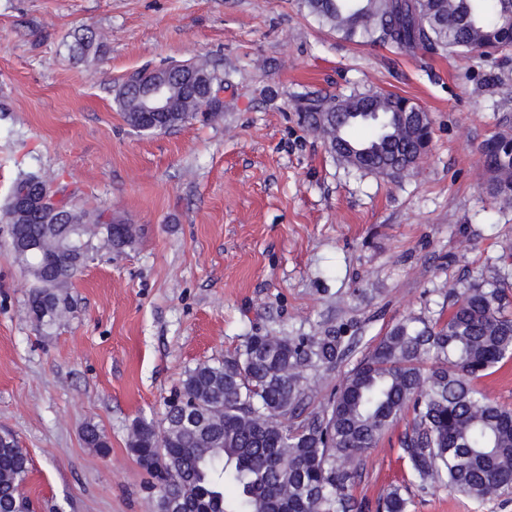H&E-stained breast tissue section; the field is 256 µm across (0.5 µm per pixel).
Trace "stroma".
I'll return each instance as SVG.
<instances>
[{
    "label": "stroma",
    "instance_id": "stroma-1",
    "mask_svg": "<svg viewBox=\"0 0 512 512\" xmlns=\"http://www.w3.org/2000/svg\"><path fill=\"white\" fill-rule=\"evenodd\" d=\"M100 34L98 51L75 39ZM209 61L220 111L146 135L115 90L135 70ZM512 51L467 61L342 39L303 0H0V203L20 172L139 228L133 248L96 243L67 311L37 323L33 282L0 253V430L31 458L35 512H156L129 449L160 423L186 371L249 336L350 337L349 358L308 371L310 409L398 321L436 320L450 291L512 282V206L490 198L479 147L512 134ZM383 90L428 112L432 140L394 181L348 168L299 121L310 93ZM96 425L107 452L87 447ZM400 421L367 454L352 494L393 488L410 512H512L420 487Z\"/></svg>",
    "mask_w": 512,
    "mask_h": 512
}]
</instances>
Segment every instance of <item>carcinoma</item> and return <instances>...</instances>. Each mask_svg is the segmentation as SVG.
<instances>
[{
	"label": "carcinoma",
	"mask_w": 512,
	"mask_h": 512,
	"mask_svg": "<svg viewBox=\"0 0 512 512\" xmlns=\"http://www.w3.org/2000/svg\"><path fill=\"white\" fill-rule=\"evenodd\" d=\"M315 19L356 43L422 49L461 60L473 50L487 58L512 50V0H304ZM191 75L202 85L217 76L208 64L168 71L172 110L142 112L143 83L116 91L129 126L169 130L193 120L199 96L182 87ZM304 123L344 164L394 181L410 176L413 158L431 140L428 113L395 93L367 91L346 97L306 96L298 103ZM369 125L373 135L354 141L347 130ZM486 189L512 205V135L497 133L480 148ZM46 181L27 174L16 181L4 216L10 237L41 244L15 257L36 282L30 312L50 323L65 307L61 291L91 258L94 241L115 251L132 245L137 228L62 198L67 223L53 230L45 215L14 220L18 189ZM504 279L475 282L454 295L448 317L430 323L407 318L394 325L349 371L336 394L304 414L307 370L332 367L352 352V342L326 330L318 336L255 335L242 353L185 374L182 395L166 404L161 426L134 423L130 448L150 475H169L156 497L157 512L177 498L207 512H349L350 490L362 458L402 415L412 425L400 438L415 481L443 486L477 503L512 493V409L499 405L476 380L512 359V310ZM85 444L107 453L94 424ZM29 459L13 435L0 432V512H23L20 493ZM410 501L391 490L381 512H409Z\"/></svg>",
	"instance_id": "1"
}]
</instances>
